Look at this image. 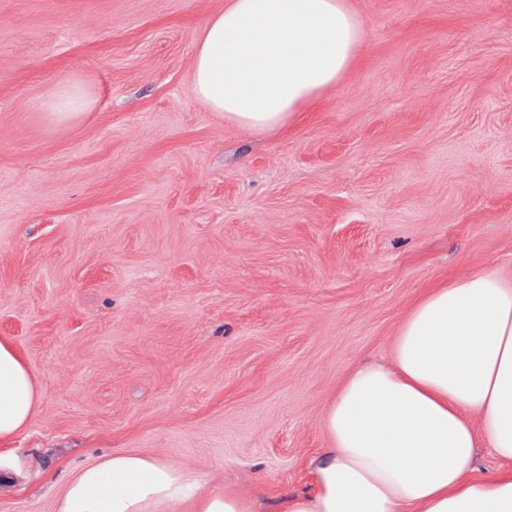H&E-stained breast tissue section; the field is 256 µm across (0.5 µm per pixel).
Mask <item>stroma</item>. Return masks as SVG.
Listing matches in <instances>:
<instances>
[{"instance_id": "stroma-1", "label": "stroma", "mask_w": 512, "mask_h": 512, "mask_svg": "<svg viewBox=\"0 0 512 512\" xmlns=\"http://www.w3.org/2000/svg\"><path fill=\"white\" fill-rule=\"evenodd\" d=\"M224 2L0 0V337L40 386L0 512L125 448L279 512L412 304L512 279V0H346L353 65L278 132L193 94ZM91 102L74 87L64 85L55 90L48 102L50 113L59 120H67L86 112Z\"/></svg>"}]
</instances>
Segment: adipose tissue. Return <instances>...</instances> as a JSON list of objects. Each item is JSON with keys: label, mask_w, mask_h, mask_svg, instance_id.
<instances>
[{"label": "adipose tissue", "mask_w": 512, "mask_h": 512, "mask_svg": "<svg viewBox=\"0 0 512 512\" xmlns=\"http://www.w3.org/2000/svg\"><path fill=\"white\" fill-rule=\"evenodd\" d=\"M363 41L345 0H226L202 23L196 99L226 124L276 131L300 122L350 68ZM392 363L344 377L322 426L329 446L310 487L280 512H512V280L494 270L450 278L411 307ZM36 378L0 338V441L20 435ZM486 443L499 468L479 474ZM257 512L236 487L207 488L186 468L119 449L74 470L55 512Z\"/></svg>", "instance_id": "ef3b65f1"}]
</instances>
